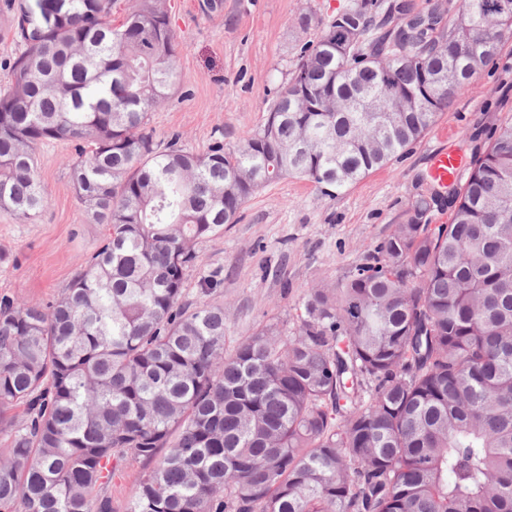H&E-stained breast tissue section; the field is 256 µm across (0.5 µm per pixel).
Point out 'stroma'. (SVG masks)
<instances>
[{
  "label": "stroma",
  "mask_w": 512,
  "mask_h": 512,
  "mask_svg": "<svg viewBox=\"0 0 512 512\" xmlns=\"http://www.w3.org/2000/svg\"><path fill=\"white\" fill-rule=\"evenodd\" d=\"M166 0L178 44V80L151 116L157 141L180 135L194 151L216 138L234 148L264 121L291 76L300 48L351 0ZM308 15V28L298 19ZM512 120V37L502 41L492 65L404 155L371 171L340 195L289 177L253 195L239 221L200 247V265L186 282L196 297L201 277L223 280L226 349L276 317L292 321L308 288L350 275L365 252L398 223L409 200L432 196L434 223L448 222V195L429 178L444 150L463 160L487 142L495 124ZM68 141L38 151L47 205L33 224L0 212V296L46 302L66 288L76 263L96 252L103 225L83 211L67 162Z\"/></svg>",
  "instance_id": "stroma-1"
}]
</instances>
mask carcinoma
Returning a JSON list of instances; mask_svg holds the SVG:
<instances>
[{"label": "carcinoma", "instance_id": "1", "mask_svg": "<svg viewBox=\"0 0 512 512\" xmlns=\"http://www.w3.org/2000/svg\"><path fill=\"white\" fill-rule=\"evenodd\" d=\"M398 2L330 17L263 124L196 152L178 135L158 150L150 127L178 77L165 0L118 25L111 0H18L0 212L35 223L37 152L71 141L76 196L106 229L53 301L0 297V512H116L126 459L145 472L125 512H512L511 122L471 158L448 223L410 201L355 273L306 291L293 327L269 319L228 353L221 280L186 294L200 245L256 192L299 177L337 196L512 36V0H459L405 41Z\"/></svg>", "mask_w": 512, "mask_h": 512}]
</instances>
